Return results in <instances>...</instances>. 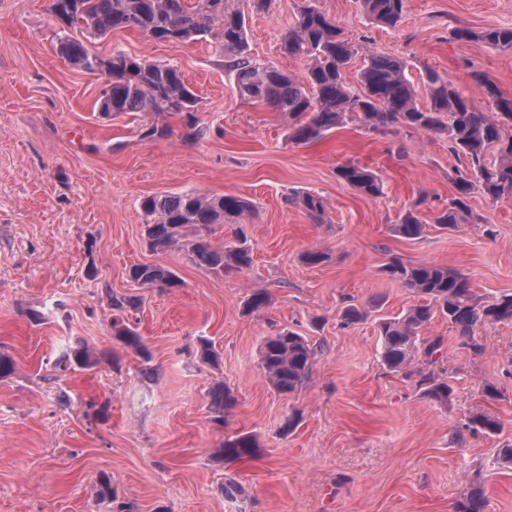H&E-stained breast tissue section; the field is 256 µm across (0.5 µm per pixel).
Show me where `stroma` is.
Listing matches in <instances>:
<instances>
[{"mask_svg":"<svg viewBox=\"0 0 512 512\" xmlns=\"http://www.w3.org/2000/svg\"><path fill=\"white\" fill-rule=\"evenodd\" d=\"M300 3L272 0L258 12L251 0H228L245 15L249 59L303 70V59L282 50ZM316 3L361 53L406 60L411 79L433 68L485 109L472 78L479 71L512 97V52L451 35L457 26H511L512 0H406L392 29L372 24L358 0ZM49 5L0 0V352L15 363L0 378V512H110L93 491L103 473L133 512H236L224 496L229 475L251 512H454L476 476L487 512H512V468L495 461L500 443L512 440V324L479 328L486 351L477 357L447 320L424 329L442 340L438 365L454 388L445 405L383 364L377 328L414 303L382 272L395 257L463 272L482 301L512 293V199L473 194L476 223L441 228L430 217L452 197L458 166L447 140L412 128L384 137L353 120L296 145L286 115L238 98L229 56L214 42L158 43L130 28L104 38L75 31L99 56L120 50L181 69L204 136L186 140L175 116L167 137L143 138L156 115L100 112L104 78L59 55ZM349 161L376 172L383 195L339 180L337 167ZM190 191L253 203L240 225L251 266L218 274L186 250L150 248L143 199ZM306 192L322 198L323 223L295 203ZM414 203L428 224L410 240L395 226ZM316 247L331 258L307 265L301 256ZM135 264L166 266L181 284L135 287L127 276ZM256 289L270 293L269 307L242 315ZM110 292L142 299L124 319L145 340L151 377L112 334ZM349 304L368 317L344 328L336 315ZM283 327L321 348L309 381L290 398L260 368L263 338ZM203 338L216 362L203 360ZM81 345L99 362L55 369L64 349ZM217 382L237 399L222 426L208 406ZM487 384L501 400L484 399ZM92 402L107 405L105 417L89 416ZM293 408L301 419L282 432ZM479 411L497 416L502 433L467 430ZM234 432L258 436L256 458H214Z\"/></svg>","mask_w":512,"mask_h":512,"instance_id":"obj_1","label":"stroma"}]
</instances>
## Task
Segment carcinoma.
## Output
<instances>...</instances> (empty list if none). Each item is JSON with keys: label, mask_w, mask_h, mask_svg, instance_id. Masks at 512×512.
<instances>
[{"label": "carcinoma", "mask_w": 512, "mask_h": 512, "mask_svg": "<svg viewBox=\"0 0 512 512\" xmlns=\"http://www.w3.org/2000/svg\"><path fill=\"white\" fill-rule=\"evenodd\" d=\"M360 4L373 23L395 28L404 17L406 0H360ZM50 12L68 28L84 29L95 36H106L116 28H135L155 42L214 40L223 51L235 56L229 67L235 72L237 96L244 101L264 102L288 114L287 138L295 144L320 140L351 113L375 134L395 135L401 128H413L446 138L458 168L448 206L432 218L443 228L472 223L470 199L477 191L492 202L512 199V97L503 96L494 82L473 72V80L490 103V110L485 111L447 77L427 68L421 76L427 97L422 105L414 82L406 74L407 61L377 53L363 57L358 69L359 88L355 90L346 82L345 73L355 62L357 51L336 19L312 2L299 8L283 42L288 55L306 60L300 75L244 56L248 43L246 18L230 9L227 0H52ZM452 34L458 41L512 51V27L474 31L460 26ZM59 52L68 63L105 76L103 112H144L158 117L183 114L185 138L195 141L203 136L191 112L197 104L196 96L176 66L131 57L120 50L102 58L68 34L59 37ZM336 175L366 196L383 194L382 178L367 167L344 163L337 167ZM297 203L316 220L325 214L323 200L313 194H302ZM142 209L151 220L146 234L153 249L179 245L184 242L186 228L193 227L197 234L185 242V247L196 265L216 273L251 265L252 257L243 247V240L215 247L204 235L214 224L239 223L252 210L249 200L233 194L209 196L192 191L149 196L143 200ZM425 224L427 220L414 206L404 212L395 229L403 237L415 239ZM384 271L422 303L379 322L382 362L414 380L425 397L446 405L453 388L436 376L434 355L440 340L430 341L420 333L434 318H444L456 329L460 345L471 355L481 356L486 346L476 336V329L486 323H512V293L482 302L463 273L440 264L406 265L394 259ZM129 277L142 288L178 286L175 273L160 264L134 265ZM107 300L112 310L121 313L139 304L134 296L110 292ZM268 303L267 292L256 290L247 296L243 313L259 314ZM112 329L121 345L139 353L147 363L142 375L154 374L148 366L150 355L144 337L137 329L121 317L113 318ZM420 353L424 360L418 365L416 357ZM318 354V347L305 337L281 329L263 338L261 368L274 390L290 397L309 379ZM92 362V353L82 346L63 351L58 369H85ZM235 404V396L222 384L209 392V409L219 423ZM467 428L493 435L502 430V424L496 416L481 412L469 418ZM258 453V439L251 433L227 436L215 449V456L226 463L254 458ZM96 493L99 499L111 502L112 512H131L127 503L119 500L111 477H98ZM455 512H486V499L481 492L465 487L458 495Z\"/></svg>", "instance_id": "obj_1"}]
</instances>
